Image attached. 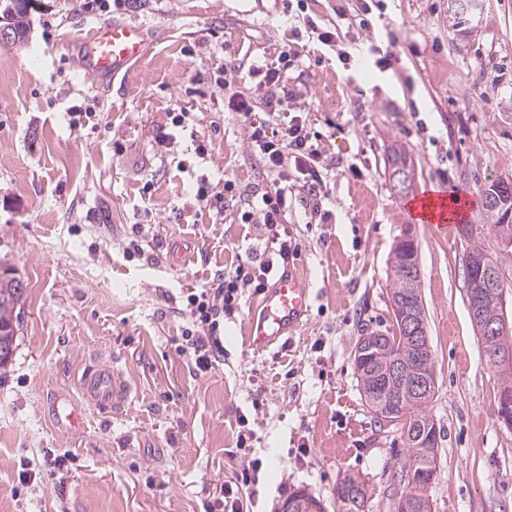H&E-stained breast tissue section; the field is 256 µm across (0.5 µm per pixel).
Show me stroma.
Listing matches in <instances>:
<instances>
[{
  "mask_svg": "<svg viewBox=\"0 0 512 512\" xmlns=\"http://www.w3.org/2000/svg\"><path fill=\"white\" fill-rule=\"evenodd\" d=\"M481 3L463 34L448 0H121L100 19L144 23L146 54L96 84L76 41L100 19L82 0H36L26 44L0 46V266L27 285L0 369V512H208L254 457L263 466L249 512H280L301 486L326 512H345L336 487L348 475L368 487L365 512H395L403 440L362 398L353 352L364 329L392 322V250L407 229L436 360L435 512H512V429L495 416L497 375L471 324L463 241L406 208L430 189L458 191L475 224L482 190L512 178V0ZM307 19L335 30L334 45L304 30ZM371 44L391 53L389 68ZM265 64L281 69L320 139L319 201L296 171L262 166L228 108L241 94L263 113L252 69ZM75 106L97 125L70 128ZM173 112L188 113L206 158L192 135L160 152ZM394 143L413 168L407 195L389 178ZM203 173L231 182L223 211L196 197ZM283 186L299 245L289 268L308 279L311 310L286 344L258 354L247 329L262 297L245 295L224 327L223 360L196 371L179 350L185 297L255 243L247 195ZM133 238L142 254L130 259ZM112 361L131 402L109 417L83 406L80 430L59 432L56 392L77 395L87 365ZM243 416L258 440L240 449Z\"/></svg>",
  "mask_w": 512,
  "mask_h": 512,
  "instance_id": "stroma-1",
  "label": "stroma"
}]
</instances>
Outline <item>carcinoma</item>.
<instances>
[{"label": "carcinoma", "instance_id": "1", "mask_svg": "<svg viewBox=\"0 0 512 512\" xmlns=\"http://www.w3.org/2000/svg\"><path fill=\"white\" fill-rule=\"evenodd\" d=\"M30 2L31 0H0V18L6 21L5 27L12 34L9 41L11 46L25 42L23 32L27 27L25 18ZM390 163L396 174L399 192L403 193L407 180L413 176L412 169L407 165L406 149L402 146L393 148ZM482 195L499 199L501 206L482 207L483 223L478 225L476 238H468L465 247L481 252L486 249V239L491 234L501 242L512 245V221L505 222L506 211L512 209V179L491 183L483 190ZM390 278V303L408 301L415 316L427 321L420 276L411 279L408 274L393 268ZM497 278L496 286L485 287L479 294L481 308L487 314L503 311V295L512 292V280L506 278L501 271L497 272ZM26 288L27 285L20 276L8 270L0 273V368L7 367L9 363L4 351L16 347ZM426 343L425 336L415 341L403 337L395 347L388 350L376 349L368 366L359 363L356 358L353 359L358 386L366 405L382 409L392 407L401 415L408 416L411 423L416 425L418 432L404 437L409 461H422L427 457L425 440L420 438V432H425L427 436L434 433V424L431 423L433 416L430 414L429 404L414 392L409 382L391 373L390 363L395 360L404 367H417L423 375L435 374V361L426 364L416 360L417 348L425 346ZM338 497L344 503L346 512H362L367 488L361 479L348 476L338 488Z\"/></svg>", "mask_w": 512, "mask_h": 512}]
</instances>
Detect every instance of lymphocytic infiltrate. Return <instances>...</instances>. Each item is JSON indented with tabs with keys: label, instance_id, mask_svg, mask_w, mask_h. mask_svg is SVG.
<instances>
[{
	"label": "lymphocytic infiltrate",
	"instance_id": "1",
	"mask_svg": "<svg viewBox=\"0 0 512 512\" xmlns=\"http://www.w3.org/2000/svg\"><path fill=\"white\" fill-rule=\"evenodd\" d=\"M265 88V106L269 117L257 119L251 101L245 96L230 99L228 106L249 132L251 147L267 170L287 174L299 170L303 190L317 200L326 194V184L317 167L321 151L307 131L300 116L291 114L292 93L286 92L277 69L268 67L261 72ZM288 114L281 127H273L271 118ZM288 196L285 189L269 193H253L244 219L260 225L262 244L249 248L245 260L233 272L215 273L211 282L199 292L187 294L185 313L189 325L182 333V354L194 362L198 370L211 367L224 355V323L241 310L245 293H265L279 270L287 268L298 254L287 226Z\"/></svg>",
	"mask_w": 512,
	"mask_h": 512
}]
</instances>
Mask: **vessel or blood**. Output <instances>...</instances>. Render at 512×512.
<instances>
[{
  "mask_svg": "<svg viewBox=\"0 0 512 512\" xmlns=\"http://www.w3.org/2000/svg\"><path fill=\"white\" fill-rule=\"evenodd\" d=\"M78 46L88 75L104 82L143 58L146 35L137 22H104L80 39ZM433 199L437 203L433 222L441 229L466 208L464 200L449 191L434 194ZM312 298L313 292L303 277L293 272L279 276L265 292L260 318L250 326L248 340L252 348L259 352L283 338L310 308ZM80 394L86 404L110 414L126 406L131 387L121 369L94 363L82 374ZM67 402L65 395H57L52 401V416L57 427L69 433L79 428L80 421L76 413L66 412Z\"/></svg>",
  "mask_w": 512,
  "mask_h": 512,
  "instance_id": "vessel-or-blood-1",
  "label": "vessel or blood"
}]
</instances>
